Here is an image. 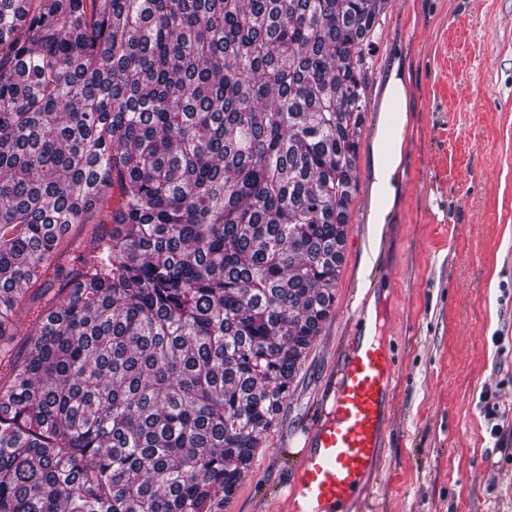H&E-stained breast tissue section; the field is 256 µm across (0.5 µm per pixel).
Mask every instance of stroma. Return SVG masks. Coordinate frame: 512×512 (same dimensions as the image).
I'll list each match as a JSON object with an SVG mask.
<instances>
[{"label": "stroma", "instance_id": "obj_1", "mask_svg": "<svg viewBox=\"0 0 512 512\" xmlns=\"http://www.w3.org/2000/svg\"><path fill=\"white\" fill-rule=\"evenodd\" d=\"M335 303L224 512H261L297 469L350 336L396 363L373 512H512V0H389L374 34ZM405 71L404 129L383 87ZM399 140L395 198L368 221L376 139ZM111 200L71 225L31 293L58 289L109 232Z\"/></svg>", "mask_w": 512, "mask_h": 512}]
</instances>
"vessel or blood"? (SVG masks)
I'll return each instance as SVG.
<instances>
[{
    "label": "vessel or blood",
    "mask_w": 512,
    "mask_h": 512,
    "mask_svg": "<svg viewBox=\"0 0 512 512\" xmlns=\"http://www.w3.org/2000/svg\"><path fill=\"white\" fill-rule=\"evenodd\" d=\"M394 388L390 349L352 337L329 403L307 431L297 477L283 490L290 512H355L376 470Z\"/></svg>",
    "instance_id": "b4317fda"
}]
</instances>
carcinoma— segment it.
<instances>
[{"instance_id":"cac0c4a2","label":"carcinoma","mask_w":512,"mask_h":512,"mask_svg":"<svg viewBox=\"0 0 512 512\" xmlns=\"http://www.w3.org/2000/svg\"><path fill=\"white\" fill-rule=\"evenodd\" d=\"M388 0H0V512H221L321 332ZM112 213V196L103 201L100 210L91 214L84 224H71L59 247V260L55 269L51 268L36 284H29L26 294V305L31 309L27 315L17 317L16 339L13 349L19 357H28L29 345L23 343L26 334L35 326L37 307L43 306L45 298L30 302L32 295L40 294L39 288H51L56 291L68 278L74 276L82 267L83 260L88 256L91 239L110 231L112 226L109 215ZM35 312V313H33Z\"/></svg>"}]
</instances>
